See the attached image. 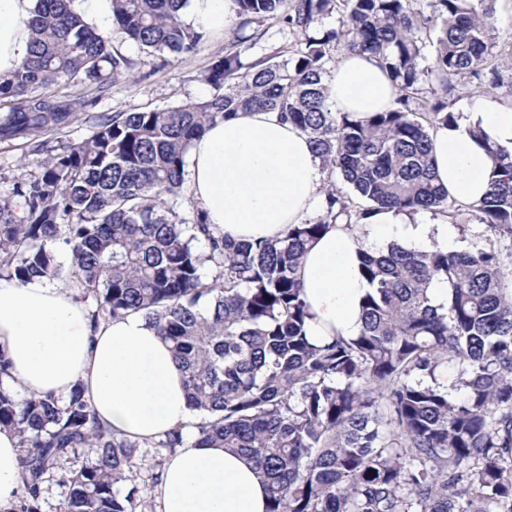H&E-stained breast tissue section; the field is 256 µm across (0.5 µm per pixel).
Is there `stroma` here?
Masks as SVG:
<instances>
[{"mask_svg":"<svg viewBox=\"0 0 512 512\" xmlns=\"http://www.w3.org/2000/svg\"><path fill=\"white\" fill-rule=\"evenodd\" d=\"M495 16L499 42L496 64L501 85L493 94L494 100L512 106V0H496ZM243 37L244 61L276 56L288 58L300 48V37L285 24L275 19L263 22L239 20L235 28ZM226 41L223 33L208 35L190 55L167 53L150 62H140V53L135 44L119 43V50L132 59L137 66L129 78L113 84L109 94L96 96L94 90L84 86L55 85L47 88V95L57 98L86 100L77 122L64 133L67 141L77 142L88 137L92 131V116L100 112L165 109L186 100H201L211 96L209 85L199 81L198 75L212 59L223 53Z\"/></svg>","mask_w":512,"mask_h":512,"instance_id":"stroma-1","label":"stroma"}]
</instances>
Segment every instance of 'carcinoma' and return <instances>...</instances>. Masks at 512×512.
Segmentation results:
<instances>
[{
    "instance_id": "1",
    "label": "carcinoma",
    "mask_w": 512,
    "mask_h": 512,
    "mask_svg": "<svg viewBox=\"0 0 512 512\" xmlns=\"http://www.w3.org/2000/svg\"><path fill=\"white\" fill-rule=\"evenodd\" d=\"M73 2L35 0L29 55L0 82V142L36 154L0 196V275L73 283L96 320L142 314L184 372L196 445L252 461L267 512H512V154L473 133L493 159L488 191L468 206L483 246L358 252L371 285L358 335L312 342L298 276L306 245L333 225L356 229L384 210L457 221L463 205L435 181L430 130L461 120L448 109L449 81L487 70L485 90L500 85L495 0H434L429 14L419 0H234L239 16L282 20L305 49L247 64L235 38L200 75L210 98L101 113L88 137L52 146L89 102L42 90H105L126 76L133 62L113 33L147 57L192 54L205 35L182 18L190 0H110L107 30ZM333 14L338 28L312 35ZM428 44L434 63L423 67ZM339 50L374 57L398 88L396 106L362 118L332 111L327 63ZM255 109L306 133L352 194L332 184L316 219L238 242L193 202L186 217L178 199L193 141ZM435 287L448 305L434 303ZM448 367L451 387L440 382ZM0 427L18 439L21 512H36L58 474L68 486L59 512H136L145 443L107 429L81 385L65 398L0 386Z\"/></svg>"
}]
</instances>
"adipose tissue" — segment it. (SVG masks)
<instances>
[{
	"mask_svg": "<svg viewBox=\"0 0 512 512\" xmlns=\"http://www.w3.org/2000/svg\"><path fill=\"white\" fill-rule=\"evenodd\" d=\"M34 0H0V80L27 56ZM194 25L227 31L237 21L233 0H191ZM333 111L363 117L390 108L397 89L367 54H348L328 78ZM482 129L512 152V106L476 100L455 127L431 132L437 179L450 198L473 204L487 190L490 161L470 129ZM189 193L208 223L236 241L282 236L318 207L324 172L307 136L272 111L219 120L195 140L189 156ZM379 238L427 243L431 227L394 211L369 219ZM356 232L330 228L312 242L300 264L313 315L310 339L358 335L360 307L370 292L361 275ZM0 342L12 374L27 394L67 396L83 385L100 422L132 440L154 441L182 431L183 447L169 453L156 488V512H266L267 492L252 465L224 448L199 446L197 413L168 344L139 314L93 322L69 286L36 277L0 278ZM22 486L14 435L0 430V512H9Z\"/></svg>",
	"mask_w": 512,
	"mask_h": 512,
	"instance_id": "obj_1",
	"label": "adipose tissue"
}]
</instances>
